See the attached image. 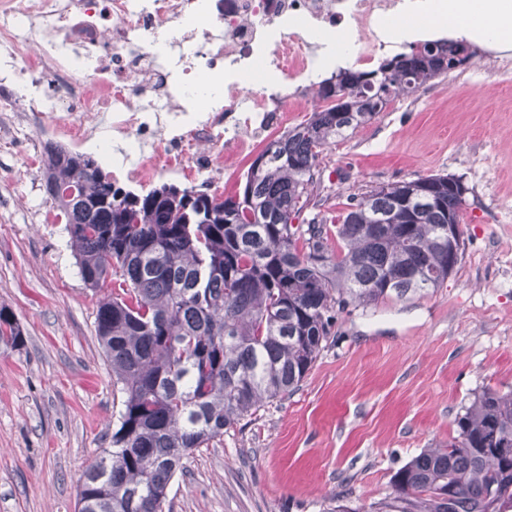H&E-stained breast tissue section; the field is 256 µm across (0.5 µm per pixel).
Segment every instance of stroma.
<instances>
[{"mask_svg":"<svg viewBox=\"0 0 512 512\" xmlns=\"http://www.w3.org/2000/svg\"><path fill=\"white\" fill-rule=\"evenodd\" d=\"M485 64L393 101L327 146L314 175L331 219L375 186L462 178L460 263L441 288L340 313L299 387L188 457L165 512H362L423 449L447 445L477 394L512 391V98L493 95ZM36 138L0 154V307L26 336L0 353V512H75L122 394L65 218L31 168Z\"/></svg>","mask_w":512,"mask_h":512,"instance_id":"stroma-1","label":"stroma"}]
</instances>
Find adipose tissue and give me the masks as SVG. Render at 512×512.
<instances>
[{"instance_id":"ef3b65f1","label":"adipose tissue","mask_w":512,"mask_h":512,"mask_svg":"<svg viewBox=\"0 0 512 512\" xmlns=\"http://www.w3.org/2000/svg\"><path fill=\"white\" fill-rule=\"evenodd\" d=\"M431 21L449 28L478 25L493 40H502L512 27V0H442Z\"/></svg>"}]
</instances>
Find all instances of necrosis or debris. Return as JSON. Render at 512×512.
I'll list each match as a JSON object with an SVG mask.
<instances>
[{"mask_svg":"<svg viewBox=\"0 0 512 512\" xmlns=\"http://www.w3.org/2000/svg\"><path fill=\"white\" fill-rule=\"evenodd\" d=\"M437 2L0 0V112L23 113L44 146L97 142L116 185L176 177L220 192L310 106L324 66L316 34L343 39L367 68L393 48L392 19ZM205 73L218 92L201 91ZM253 74L262 81L246 89Z\"/></svg>","mask_w":512,"mask_h":512,"instance_id":"4bbe7bcc","label":"necrosis or debris"}]
</instances>
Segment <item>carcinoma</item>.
Segmentation results:
<instances>
[{
	"label": "carcinoma",
	"instance_id": "1",
	"mask_svg": "<svg viewBox=\"0 0 512 512\" xmlns=\"http://www.w3.org/2000/svg\"><path fill=\"white\" fill-rule=\"evenodd\" d=\"M466 42L410 46L371 71L340 69L327 106L272 141L242 191L112 185L90 156L47 151L45 190L66 219L82 279L98 295L97 336L124 394L112 448L83 474L76 512H164L184 459L303 381L337 315L439 288L466 198L448 177L376 186L349 198L331 243L310 204L324 147L396 98L448 78ZM0 307V349L24 345ZM456 436L391 477L368 512H500L512 500V391L485 390Z\"/></svg>",
	"mask_w": 512,
	"mask_h": 512
}]
</instances>
